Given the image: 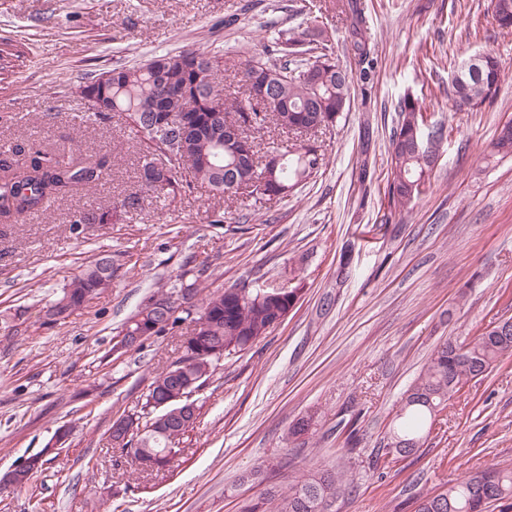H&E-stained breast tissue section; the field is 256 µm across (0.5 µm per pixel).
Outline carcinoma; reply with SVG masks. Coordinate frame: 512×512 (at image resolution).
Returning a JSON list of instances; mask_svg holds the SVG:
<instances>
[{"label":"carcinoma","instance_id":"obj_1","mask_svg":"<svg viewBox=\"0 0 512 512\" xmlns=\"http://www.w3.org/2000/svg\"><path fill=\"white\" fill-rule=\"evenodd\" d=\"M488 9L502 33L512 32V0H490ZM341 13L348 23L349 46L366 79L374 68L370 58L367 21L358 0H346ZM322 13H308L306 26L298 36L285 41L292 60L285 65L270 61L267 51L255 53L242 63L244 93L239 96L221 85L224 72L234 64L224 55L199 49L154 56L133 67L110 70L107 82L95 77L78 90L100 103L87 106L94 116L108 118L113 112L138 135L139 177L142 193L131 192L113 203L110 210L88 213L90 224H110L118 214L141 209L142 194L170 201L185 189L204 185L227 200L238 198L233 189L236 179L248 176L264 184L261 192L250 195L254 203L282 197L285 187L299 186L316 176L326 165L317 133L335 126L349 104L352 73L335 57L328 43ZM502 81L497 59L489 54L479 63L477 74L463 82L451 81L448 96L457 111H477L496 97ZM266 83L268 97H253L252 88ZM398 118L391 129V167L384 198L389 223L425 193L436 165L434 156L447 138L446 128L428 124L422 107L405 96L397 103ZM169 127L171 134L188 125L183 154L173 159L156 142L150 128ZM288 134L283 145L272 133ZM281 158L277 170L268 167L267 158ZM489 156H512V127L499 128ZM106 177L105 161L93 155L74 156L72 152H43L21 144L0 153V221H23L49 203L71 196L77 190L97 185ZM112 286V257L94 258L63 288L62 296L48 307L50 323L78 314L87 304ZM260 290L248 289L241 297L226 288L203 301L196 317L185 312L173 323L189 322V332L201 337L202 344L183 353L157 373L144 402L134 411L142 430L122 439L107 430L113 447L126 453L128 462L140 470L165 467L172 453L192 424L184 416L171 415L158 421L153 403L170 397L195 381L206 382L216 364L253 346L274 327L279 313L299 297L300 288L273 300L259 299ZM512 356V334L486 329L471 340L443 344L433 354L401 399L400 413L379 442L377 454L385 456L397 439L427 441L426 424L471 380L486 375L502 357ZM350 488L342 471L303 475L288 493L275 487L263 497L247 501L241 512H330L329 506L343 498ZM444 506L439 496L424 498L417 512H486L488 504L512 499V470L485 468L462 477L445 491Z\"/></svg>","mask_w":512,"mask_h":512}]
</instances>
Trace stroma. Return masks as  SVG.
Masks as SVG:
<instances>
[{
    "instance_id": "obj_1",
    "label": "stroma",
    "mask_w": 512,
    "mask_h": 512,
    "mask_svg": "<svg viewBox=\"0 0 512 512\" xmlns=\"http://www.w3.org/2000/svg\"><path fill=\"white\" fill-rule=\"evenodd\" d=\"M377 64L354 80L345 121L320 135L328 163L288 197L226 206L206 188L145 198L141 214L73 227L75 212L137 190L136 137L120 117H86V77L184 49L241 61L300 32L322 9L336 56V0H0V147H79L106 178L18 224H0V473L21 466L61 425L71 435L0 512H239L267 488L341 469L337 512H415L417 498L487 467L512 470V356L470 381L433 422L420 452L375 449L400 396L445 342L512 317V157H489L512 119V34L493 32L489 0H360ZM490 51L503 73L492 104L454 112L453 68ZM448 138L426 195L383 221L389 136L404 95ZM112 286L67 323L44 311L98 254ZM291 283L288 316L224 359L195 394L200 417L169 467L140 472L107 429L131 412L178 354L180 329L122 358L112 346L152 294L200 295ZM314 423L289 434L303 416Z\"/></svg>"
}]
</instances>
